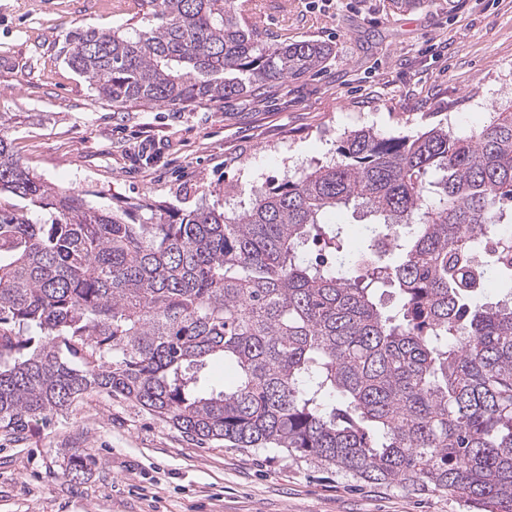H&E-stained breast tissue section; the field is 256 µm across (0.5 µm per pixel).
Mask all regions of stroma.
<instances>
[{"label": "stroma", "mask_w": 512, "mask_h": 512, "mask_svg": "<svg viewBox=\"0 0 512 512\" xmlns=\"http://www.w3.org/2000/svg\"><path fill=\"white\" fill-rule=\"evenodd\" d=\"M136 0H0V112L48 184L111 209L149 199L234 215L328 163L346 133L467 136L512 109V0H268L261 38L331 43L323 68L258 96L112 107L65 62L76 28L139 29ZM93 460L84 478L70 456ZM0 512H464L458 496L360 483L285 449L202 447L93 392L27 441L0 435Z\"/></svg>", "instance_id": "1"}]
</instances>
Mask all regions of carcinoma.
I'll return each mask as SVG.
<instances>
[{
  "mask_svg": "<svg viewBox=\"0 0 512 512\" xmlns=\"http://www.w3.org/2000/svg\"><path fill=\"white\" fill-rule=\"evenodd\" d=\"M147 30L76 28L65 62L115 107L259 95L320 69L321 41L261 42L237 0H138ZM0 113V431L23 441L90 391L197 445L283 448L358 481L512 512V261H461L512 224V112L468 136L350 132L336 161L232 218L145 200L110 212L24 166ZM52 213L35 224L13 200ZM351 208L370 244L343 250ZM393 241L386 263L376 242ZM324 242L333 261L306 257ZM391 281L398 304L377 291ZM220 359L234 382L209 386Z\"/></svg>",
  "mask_w": 512,
  "mask_h": 512,
  "instance_id": "carcinoma-1",
  "label": "carcinoma"
}]
</instances>
